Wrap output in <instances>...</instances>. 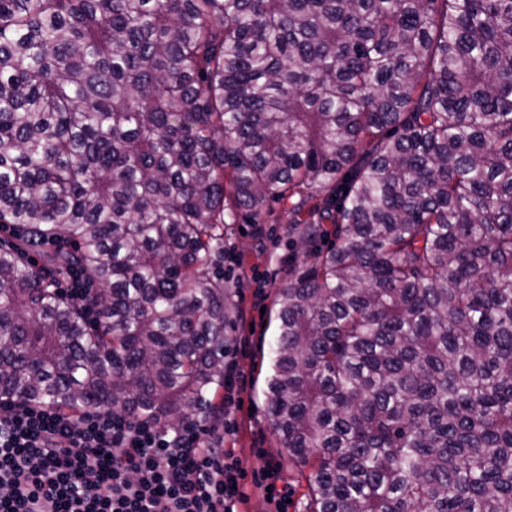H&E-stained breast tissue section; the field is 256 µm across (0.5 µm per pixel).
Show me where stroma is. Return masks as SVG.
Wrapping results in <instances>:
<instances>
[{"label": "stroma", "mask_w": 512, "mask_h": 512, "mask_svg": "<svg viewBox=\"0 0 512 512\" xmlns=\"http://www.w3.org/2000/svg\"><path fill=\"white\" fill-rule=\"evenodd\" d=\"M225 236L234 246L237 263L250 272L252 278L241 283L235 274L227 276L228 283L238 289L235 340L228 358L243 372L244 385L237 393L240 401L235 411L238 429L225 436L224 446L240 459L247 473L250 499L245 512H265L266 503L259 484L263 470L270 463L279 466L282 483L288 489L291 499L288 512H302L307 483L300 470L289 462L288 451L280 444L262 394L266 369L261 361L269 353L273 336L274 295L287 279L291 255L288 207L275 203L258 219L240 218L237 223L226 226Z\"/></svg>", "instance_id": "35a3bbf8"}]
</instances>
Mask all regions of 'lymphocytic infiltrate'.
I'll use <instances>...</instances> for the list:
<instances>
[{"label": "lymphocytic infiltrate", "instance_id": "f902f5d3", "mask_svg": "<svg viewBox=\"0 0 512 512\" xmlns=\"http://www.w3.org/2000/svg\"><path fill=\"white\" fill-rule=\"evenodd\" d=\"M223 425L0 403V512H240L245 472Z\"/></svg>", "mask_w": 512, "mask_h": 512}]
</instances>
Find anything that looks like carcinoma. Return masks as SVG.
Returning a JSON list of instances; mask_svg holds the SVG:
<instances>
[{
  "mask_svg": "<svg viewBox=\"0 0 512 512\" xmlns=\"http://www.w3.org/2000/svg\"><path fill=\"white\" fill-rule=\"evenodd\" d=\"M283 201L303 512H512V0H0V403L220 421L224 225ZM94 288L80 270L73 268L67 275L66 288L61 289L70 298L78 302H84V300L87 301L93 296Z\"/></svg>",
  "mask_w": 512,
  "mask_h": 512,
  "instance_id": "1",
  "label": "carcinoma"
}]
</instances>
